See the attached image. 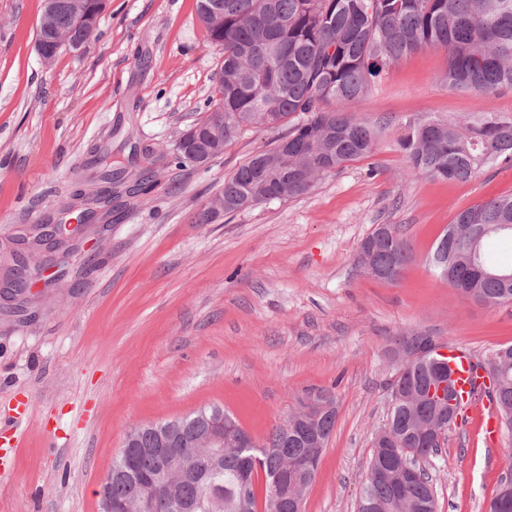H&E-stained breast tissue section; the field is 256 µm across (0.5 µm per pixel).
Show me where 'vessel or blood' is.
I'll list each match as a JSON object with an SVG mask.
<instances>
[{
    "mask_svg": "<svg viewBox=\"0 0 512 512\" xmlns=\"http://www.w3.org/2000/svg\"><path fill=\"white\" fill-rule=\"evenodd\" d=\"M448 365L453 372L455 388L459 393L465 410L478 415L484 424L489 439H496L499 419L495 405L486 393V374L477 367L470 351L462 346L448 349Z\"/></svg>",
    "mask_w": 512,
    "mask_h": 512,
    "instance_id": "obj_1",
    "label": "vessel or blood"
}]
</instances>
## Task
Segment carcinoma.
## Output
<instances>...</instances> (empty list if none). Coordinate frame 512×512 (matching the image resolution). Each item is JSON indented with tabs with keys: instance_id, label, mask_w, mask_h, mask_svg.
Returning <instances> with one entry per match:
<instances>
[{
	"instance_id": "carcinoma-1",
	"label": "carcinoma",
	"mask_w": 512,
	"mask_h": 512,
	"mask_svg": "<svg viewBox=\"0 0 512 512\" xmlns=\"http://www.w3.org/2000/svg\"><path fill=\"white\" fill-rule=\"evenodd\" d=\"M219 2L220 16L205 18L207 5ZM104 0H52L49 24L38 26L43 55L54 58L60 48L51 30L73 34L80 44L97 34ZM198 15L208 41L224 56L217 72L219 102L210 115L195 123L214 131L219 148L234 142L250 127L286 128L268 149L257 151L224 180V214L237 212L239 200L253 204L286 200L311 192L316 180L343 164L372 154L376 126L336 105L359 100L384 67L422 48L441 47L448 53L445 79L453 89L478 95L512 88V0H198ZM288 149H282L283 141ZM415 176L469 181L486 167L499 162L512 164V119L480 115L462 132L432 115L411 118L398 141ZM125 169L112 167V138L96 147L83 177L113 195L115 180ZM512 195L494 197L460 212L442 238H455L448 253L456 282L469 286L487 304L512 302V267L490 264L485 242L471 248L469 228L485 227L486 238L512 239ZM387 243L375 246L377 230L360 243L367 259L358 261L366 272L373 266L397 264L404 268L412 251L396 224H385ZM498 353L477 366L486 370L506 428L512 432V366L495 376L492 368ZM448 367L439 357L433 363L415 358L396 369L390 389L402 393L425 391L433 367ZM409 402L391 400L387 425L403 447L412 448ZM220 406L197 410L181 419L185 461L193 478L178 488V498L194 503V512H207L208 499L224 497V512H269L271 482L284 466L281 427H276L263 445L237 448L224 455V465L215 470L208 455L195 448L198 422ZM137 474L125 481L104 479L101 492L118 500L142 494L140 478L154 472L159 459L149 452L153 434L141 438ZM264 475L263 510H258L255 478ZM430 477L422 476L398 490L389 479L366 480L362 494L379 505L403 497L408 506L430 500Z\"/></svg>"
}]
</instances>
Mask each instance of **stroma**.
I'll return each mask as SVG.
<instances>
[{
  "mask_svg": "<svg viewBox=\"0 0 512 512\" xmlns=\"http://www.w3.org/2000/svg\"><path fill=\"white\" fill-rule=\"evenodd\" d=\"M42 14L43 0H0V258L36 224L73 226L78 252L22 295L0 277V422L28 408L0 473V512H101L100 485L132 426L219 405L261 443L321 390L337 418L304 510L356 512L402 337L462 345L480 361L512 344V304L469 300L427 262L459 212L512 194V166L469 182L411 178L398 139L421 113L460 127L512 118V89L449 88L445 49L412 53L344 106L379 125L371 157L309 194L202 224L225 177L278 133L248 129L203 168L173 160L179 133L217 99L222 50L197 0H108L97 37L48 65L35 51ZM118 124L115 166L147 170L149 185L133 175L106 222L77 228L62 204L90 191L77 173ZM134 147L153 158L130 157ZM379 224L401 225L412 250L393 280L356 265ZM427 468L437 512H488L512 471V433L490 448L457 419Z\"/></svg>",
  "mask_w": 512,
  "mask_h": 512,
  "instance_id": "obj_1",
  "label": "stroma"
}]
</instances>
